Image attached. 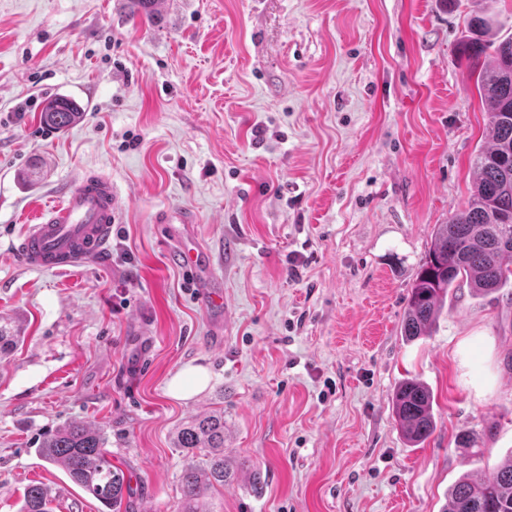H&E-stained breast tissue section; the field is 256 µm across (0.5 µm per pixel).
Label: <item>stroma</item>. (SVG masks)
Returning a JSON list of instances; mask_svg holds the SVG:
<instances>
[{
  "instance_id": "35a3bbf8",
  "label": "stroma",
  "mask_w": 512,
  "mask_h": 512,
  "mask_svg": "<svg viewBox=\"0 0 512 512\" xmlns=\"http://www.w3.org/2000/svg\"><path fill=\"white\" fill-rule=\"evenodd\" d=\"M480 5L512 35V0H161L150 23L127 0H0V316L23 330L0 360V512L40 483L52 512H107L37 453L74 421L104 433L121 512H176L206 462L177 433L213 411L231 476L206 512H441L512 453V282L402 334L488 141L459 49ZM60 95L86 109L62 132L40 122ZM94 172L119 212L105 262L27 267L34 212ZM188 236L225 314L174 260ZM188 364L209 385L169 396ZM406 378L435 396L415 447L391 412Z\"/></svg>"
}]
</instances>
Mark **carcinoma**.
<instances>
[{
	"instance_id": "cac0c4a2",
	"label": "carcinoma",
	"mask_w": 512,
	"mask_h": 512,
	"mask_svg": "<svg viewBox=\"0 0 512 512\" xmlns=\"http://www.w3.org/2000/svg\"><path fill=\"white\" fill-rule=\"evenodd\" d=\"M133 12L152 21L158 0H130ZM492 27L483 12L470 15L460 49L474 60L477 87L488 103L489 140L474 159V187L467 207L446 224L434 225L426 261L413 281L403 320L409 340L425 336L453 288L468 285L477 295L499 291L512 279L505 258L512 256V36L485 39ZM84 109L64 96L47 102L41 122L58 131L77 124ZM21 337L19 327L0 316V357ZM392 414L403 437L412 445L424 442L436 429L433 395L418 379L396 387ZM106 437L93 425L69 423L43 438L40 456L63 467L76 485L110 512H120L126 487L122 470L112 467ZM176 446L186 453L207 452L204 467H187L180 483L178 512H205L200 499L230 477L224 463V412L189 420L179 430ZM49 489L28 487L21 512H50ZM442 512H512V456L489 476H462L451 488Z\"/></svg>"
}]
</instances>
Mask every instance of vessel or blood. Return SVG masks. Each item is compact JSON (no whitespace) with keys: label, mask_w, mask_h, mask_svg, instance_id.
Masks as SVG:
<instances>
[{"label":"vessel or blood","mask_w":512,"mask_h":512,"mask_svg":"<svg viewBox=\"0 0 512 512\" xmlns=\"http://www.w3.org/2000/svg\"><path fill=\"white\" fill-rule=\"evenodd\" d=\"M115 210L111 179L84 175L61 200L37 214L17 251L36 270L60 271L101 258L111 238Z\"/></svg>","instance_id":"b4317fda"}]
</instances>
